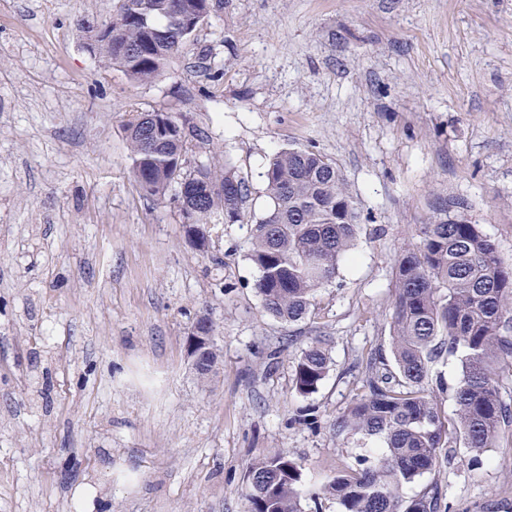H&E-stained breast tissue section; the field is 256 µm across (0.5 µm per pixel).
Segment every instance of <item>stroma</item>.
<instances>
[{"label":"stroma","instance_id":"35a3bbf8","mask_svg":"<svg viewBox=\"0 0 512 512\" xmlns=\"http://www.w3.org/2000/svg\"><path fill=\"white\" fill-rule=\"evenodd\" d=\"M118 0H0V512H248L244 475L269 452L302 468L305 512L336 469L380 442L337 434L361 363L391 355L394 258L431 201L465 199L512 265V0H210L150 83L106 67L90 24ZM164 111L189 131L186 167L217 158L249 187L239 222L187 239L177 187L144 195L124 126ZM207 142L197 139V132ZM332 159L361 211L352 259L308 319L267 315L248 258L284 149ZM213 324L216 374L187 354ZM323 338L330 370L293 386ZM314 411L312 425L295 424ZM452 464L449 512L512 506V429L481 468ZM330 367V357L323 342L317 340L306 348L295 361L293 384L302 395H309L318 389Z\"/></svg>","mask_w":512,"mask_h":512}]
</instances>
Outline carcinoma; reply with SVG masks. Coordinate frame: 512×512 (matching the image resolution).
<instances>
[{"label": "carcinoma", "mask_w": 512, "mask_h": 512, "mask_svg": "<svg viewBox=\"0 0 512 512\" xmlns=\"http://www.w3.org/2000/svg\"><path fill=\"white\" fill-rule=\"evenodd\" d=\"M147 3V18L134 5ZM206 12V0H121L115 18L96 35L103 61L131 79L149 83L189 37L188 27ZM131 172L141 190L163 197L179 186L186 232L212 217L239 221L245 180L212 162L185 169L184 126L168 112H136L124 128ZM270 207L251 227L248 257L263 310L286 323L312 312L316 291L332 282L355 246L361 213L336 163L308 149L275 153L264 172ZM391 329L393 365L374 354L361 380L362 393L336 421V432L376 439L383 448L344 468L321 495L340 512H442L437 487L405 498L403 489L451 463L454 448L470 450L471 466L496 447L512 407L499 393V377L512 371V267L505 266L458 198L438 196L419 240L395 261ZM456 358L453 384L432 375L439 360ZM330 367L317 340L295 361L293 384L302 395L318 389ZM450 393L455 418L441 409ZM249 512H303L300 464L281 451L252 462L246 474Z\"/></svg>", "instance_id": "obj_1"}]
</instances>
